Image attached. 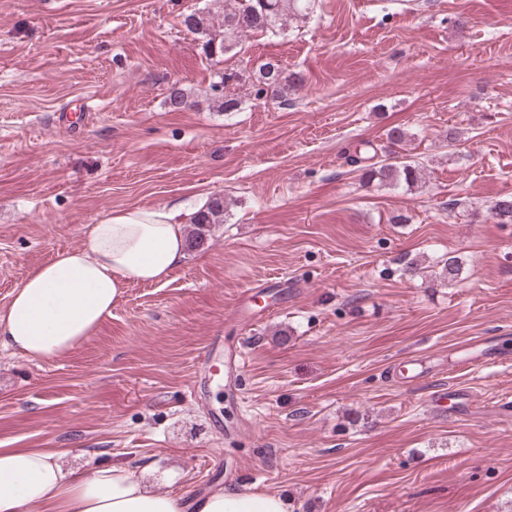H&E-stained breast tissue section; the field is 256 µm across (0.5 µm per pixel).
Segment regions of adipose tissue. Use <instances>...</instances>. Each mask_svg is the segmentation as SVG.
<instances>
[{
  "label": "adipose tissue",
  "mask_w": 512,
  "mask_h": 512,
  "mask_svg": "<svg viewBox=\"0 0 512 512\" xmlns=\"http://www.w3.org/2000/svg\"><path fill=\"white\" fill-rule=\"evenodd\" d=\"M180 208L137 206L89 225L84 246L33 268L0 307V347L63 357L92 336L125 286L165 281L186 257ZM56 448H0V512H288L279 495L217 490L187 498L149 491L126 466L78 474Z\"/></svg>",
  "instance_id": "ef3b65f1"
}]
</instances>
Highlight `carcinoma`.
Returning <instances> with one entry per match:
<instances>
[{
    "label": "carcinoma",
    "instance_id": "1",
    "mask_svg": "<svg viewBox=\"0 0 512 512\" xmlns=\"http://www.w3.org/2000/svg\"><path fill=\"white\" fill-rule=\"evenodd\" d=\"M309 0H212L211 6L202 11L189 14L185 19L188 29L206 36L204 50L206 55L214 54L222 57L233 52L236 38L247 33L273 31L283 28L289 20L306 15ZM260 87L257 93L267 92L280 98L289 90L301 84L297 75H285L282 67L271 61L258 66ZM213 102L220 112H235L240 101L229 94H214ZM364 177L379 182L400 183L410 185L420 178L417 164L410 161H395L376 166L366 165ZM494 218L501 224L512 222V198L499 200L493 212ZM224 223V198H214L206 208L195 213L190 224L188 247L203 244L206 228L210 224Z\"/></svg>",
    "mask_w": 512,
    "mask_h": 512
}]
</instances>
